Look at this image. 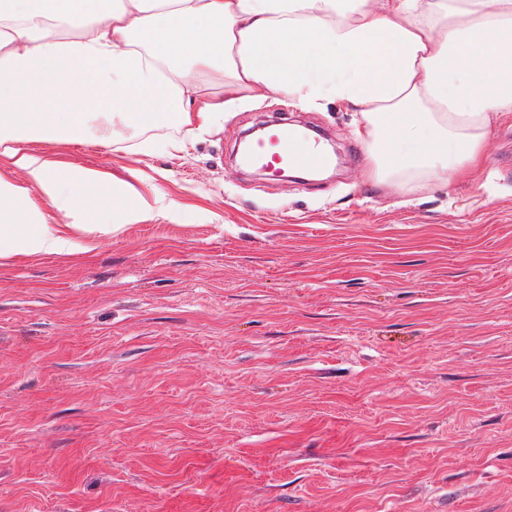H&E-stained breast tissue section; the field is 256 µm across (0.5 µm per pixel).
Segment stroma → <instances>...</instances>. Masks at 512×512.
<instances>
[{
	"instance_id": "obj_1",
	"label": "stroma",
	"mask_w": 512,
	"mask_h": 512,
	"mask_svg": "<svg viewBox=\"0 0 512 512\" xmlns=\"http://www.w3.org/2000/svg\"><path fill=\"white\" fill-rule=\"evenodd\" d=\"M324 179L236 162L277 117ZM355 115L283 94L131 154L31 147L161 189L179 221L0 267V512H512V120L452 188L364 179Z\"/></svg>"
}]
</instances>
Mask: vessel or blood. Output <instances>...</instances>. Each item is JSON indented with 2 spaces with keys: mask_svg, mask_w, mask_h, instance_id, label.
<instances>
[{
  "mask_svg": "<svg viewBox=\"0 0 512 512\" xmlns=\"http://www.w3.org/2000/svg\"><path fill=\"white\" fill-rule=\"evenodd\" d=\"M245 162L274 175L288 166L304 170L321 169L329 164L330 158L306 135L290 129L287 124L276 123L252 146Z\"/></svg>",
  "mask_w": 512,
  "mask_h": 512,
  "instance_id": "1",
  "label": "vessel or blood"
}]
</instances>
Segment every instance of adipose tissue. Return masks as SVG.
Listing matches in <instances>:
<instances>
[{
	"label": "adipose tissue",
	"mask_w": 512,
	"mask_h": 512,
	"mask_svg": "<svg viewBox=\"0 0 512 512\" xmlns=\"http://www.w3.org/2000/svg\"><path fill=\"white\" fill-rule=\"evenodd\" d=\"M285 94L356 112L368 177L452 187L512 117V0H0V264L73 253L61 225L100 236L178 220L163 192L56 167L27 142L83 141L101 114L133 132L172 118L202 131L228 106L205 93Z\"/></svg>",
	"instance_id": "ef3b65f1"
}]
</instances>
